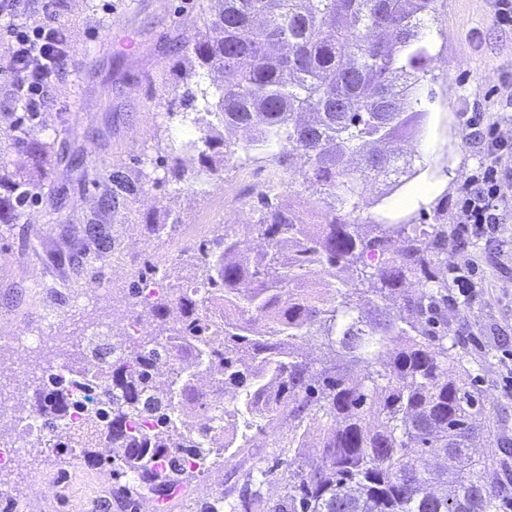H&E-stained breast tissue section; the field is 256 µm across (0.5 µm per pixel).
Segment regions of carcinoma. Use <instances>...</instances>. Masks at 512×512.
<instances>
[{"mask_svg": "<svg viewBox=\"0 0 512 512\" xmlns=\"http://www.w3.org/2000/svg\"><path fill=\"white\" fill-rule=\"evenodd\" d=\"M439 0H219L205 18V36L186 48L194 72L183 79L181 115L199 137L173 140L168 162L184 170L182 155L197 154L190 187L201 192L224 165V128L249 132L240 150L270 165L279 187L295 159L301 185L311 191L322 224H310L260 197L259 218L237 231L200 242L178 266L139 276L133 306L159 322L101 385L90 378L87 354L73 359V380L87 385L86 403L69 384L36 385L26 409L47 427L75 410L103 440L84 444L88 465L106 449L155 495L194 478L191 456L203 459L193 414L205 407L198 377L219 374L235 404L224 415L266 430L288 426L278 443L284 493L273 500L263 485L269 471L252 465L241 488L199 512H509L512 448L501 442L495 459H474L475 434L484 431L476 390L461 377L448 341V230L441 224L373 221L359 232L347 216L382 208L426 164L401 170L391 146L421 131L418 92L433 60ZM207 75L210 86L197 78ZM17 144L39 163L47 142ZM101 212L85 221L86 239L111 248L100 225L125 207L142 183L121 170L102 177ZM41 186L27 177L0 195V223L16 217ZM207 288L198 297L172 293L181 272ZM311 273L332 277L335 298L298 300L291 292ZM367 281L374 298L363 300ZM410 281L419 287L407 290ZM156 285L149 294L144 288ZM320 342L324 358L300 353L305 339ZM202 366L189 371L192 361ZM186 418L172 419L173 400ZM323 430L313 465L299 462V431ZM233 432L224 460L249 454Z\"/></svg>", "mask_w": 512, "mask_h": 512, "instance_id": "1", "label": "carcinoma"}]
</instances>
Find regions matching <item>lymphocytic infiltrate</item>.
<instances>
[{
    "instance_id": "1",
    "label": "lymphocytic infiltrate",
    "mask_w": 512,
    "mask_h": 512,
    "mask_svg": "<svg viewBox=\"0 0 512 512\" xmlns=\"http://www.w3.org/2000/svg\"><path fill=\"white\" fill-rule=\"evenodd\" d=\"M52 0H0V80L10 83L13 102L24 115L44 111L60 62L69 56L63 25L50 10ZM512 202V136L500 122L488 124L476 172L459 192L453 222L481 234L502 221Z\"/></svg>"
}]
</instances>
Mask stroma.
<instances>
[{
	"mask_svg": "<svg viewBox=\"0 0 512 512\" xmlns=\"http://www.w3.org/2000/svg\"><path fill=\"white\" fill-rule=\"evenodd\" d=\"M72 53L68 76L49 96L48 123L28 137L50 142L42 163L44 189L11 224H0V336L39 330L47 313L70 335L86 322L131 319L133 275L169 265L183 250L185 235L197 240L223 233L235 206L257 207L253 176L257 163L236 159L223 167L206 191L168 173L162 161L184 127L175 72L185 67L181 46L203 33L209 0H57ZM443 24L432 46L433 62L418 95L426 115L422 131L405 147L421 154L423 173L389 197L392 222L447 224L459 189L477 165L479 145L465 123L487 115L498 90L512 82V29L495 23L491 0H441ZM17 111L0 83V174L26 169L30 159L17 145ZM142 174L144 188L128 210L104 225L114 264L130 278L113 282L95 258L71 265L68 254L82 238L83 223L98 206L95 174L116 167ZM179 227L154 233L168 211ZM448 264L470 256L473 295L448 301V333L460 337L455 354L469 384L489 414L512 420V210L502 224L480 236L449 231ZM41 473L56 485L53 498L29 492L9 500L7 512H135L146 490L117 489L109 468L78 472L48 455ZM223 476L207 492L197 480L177 487L165 512H196L222 495Z\"/></svg>",
	"mask_w": 512,
	"mask_h": 512,
	"instance_id": "obj_1",
	"label": "stroma"
}]
</instances>
